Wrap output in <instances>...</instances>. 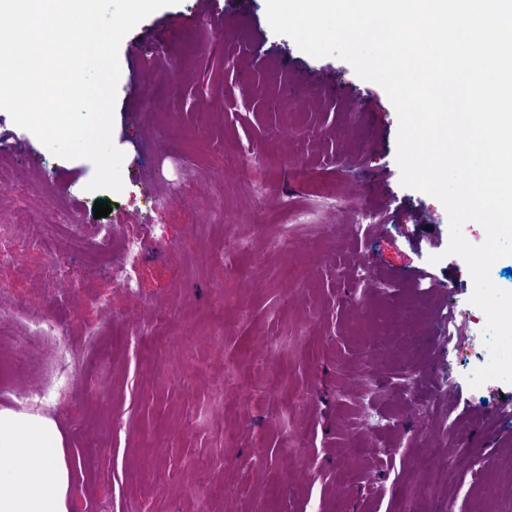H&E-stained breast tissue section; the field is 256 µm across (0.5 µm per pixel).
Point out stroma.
I'll list each match as a JSON object with an SVG mask.
<instances>
[{"label": "stroma", "instance_id": "1", "mask_svg": "<svg viewBox=\"0 0 512 512\" xmlns=\"http://www.w3.org/2000/svg\"><path fill=\"white\" fill-rule=\"evenodd\" d=\"M119 62L121 192L87 191L90 161L53 155L0 110V407L42 395L80 463L78 502L512 512V478L495 471L512 456V384L468 381L486 316L446 253L444 206L400 182L384 88L275 34L265 0L162 8ZM98 200L112 208L100 219ZM36 224L46 260L28 247ZM151 236L153 254L123 252ZM52 317L78 353L62 375L40 332ZM375 414L393 426L371 427Z\"/></svg>", "mask_w": 512, "mask_h": 512}]
</instances>
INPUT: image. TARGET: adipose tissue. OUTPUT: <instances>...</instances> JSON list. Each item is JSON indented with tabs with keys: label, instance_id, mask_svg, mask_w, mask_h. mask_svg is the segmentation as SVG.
<instances>
[{
	"label": "adipose tissue",
	"instance_id": "obj_1",
	"mask_svg": "<svg viewBox=\"0 0 512 512\" xmlns=\"http://www.w3.org/2000/svg\"><path fill=\"white\" fill-rule=\"evenodd\" d=\"M75 471L54 417L0 407V512H69Z\"/></svg>",
	"mask_w": 512,
	"mask_h": 512
}]
</instances>
